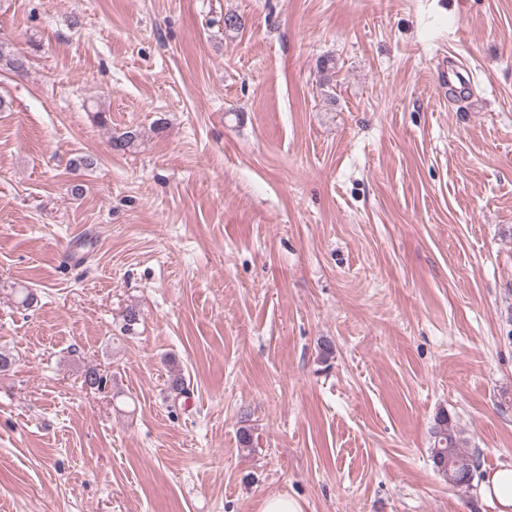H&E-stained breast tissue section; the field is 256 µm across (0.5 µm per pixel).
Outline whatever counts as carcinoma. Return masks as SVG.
<instances>
[{"label":"carcinoma","instance_id":"1","mask_svg":"<svg viewBox=\"0 0 512 512\" xmlns=\"http://www.w3.org/2000/svg\"><path fill=\"white\" fill-rule=\"evenodd\" d=\"M2 62L15 73H20L27 67L25 55L12 52L0 44V63ZM137 138V131H124L112 137V149L117 152L126 151L135 145ZM434 435L431 457L438 473L452 487H472L478 464L472 456L463 451L464 440L461 431L457 429L448 413L443 411L437 416Z\"/></svg>","mask_w":512,"mask_h":512}]
</instances>
